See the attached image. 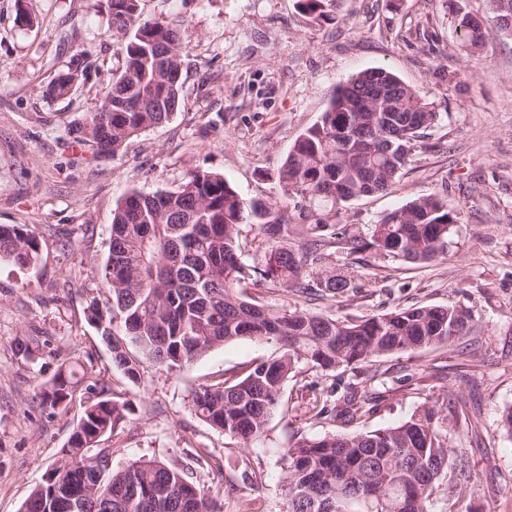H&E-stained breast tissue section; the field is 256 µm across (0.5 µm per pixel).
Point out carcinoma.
Segmentation results:
<instances>
[{
	"instance_id": "carcinoma-1",
	"label": "carcinoma",
	"mask_w": 512,
	"mask_h": 512,
	"mask_svg": "<svg viewBox=\"0 0 512 512\" xmlns=\"http://www.w3.org/2000/svg\"><path fill=\"white\" fill-rule=\"evenodd\" d=\"M140 0H108L112 25L123 35L122 67L104 100L74 130L72 144L95 155H119L143 131L169 121L181 104L184 47L177 29L142 16ZM477 17L462 0H446L459 46L470 53L496 33L512 38V0H489ZM316 22L336 20L340 0H296ZM74 71L60 70L44 97L70 93ZM439 113L384 67L339 85L320 119L299 135L279 170L293 204L246 202L224 175L192 169L174 190L130 192L114 210L107 256L95 270L111 295L106 305L86 302V322L97 330L113 366L130 381L147 368L178 374L197 359L241 339L275 341L279 357L261 361L233 383L214 381L192 393L196 415L209 427L240 439L260 440L288 379L305 364L324 378L376 358L454 341L472 332L462 306L395 309L368 318H332L298 307L274 309L251 301L244 288L279 283L310 289L307 269L317 268L315 289L333 298L356 291L326 268L336 241L349 250H374L392 259L429 262L447 253L457 217L437 195L417 198L385 214L369 238L329 223L350 201L388 191L411 161L418 141ZM273 242L260 264L243 262L246 217ZM310 238L290 242L292 219ZM39 240L25 224L0 225V260L25 267L37 262ZM82 380L66 363L46 383L40 405L66 411L84 401L62 458L34 487L20 512H214V501L188 469L162 460L112 465L114 449L101 445L130 421L133 405L109 397L96 381ZM320 392L312 418L353 422L373 409L372 386L309 383ZM448 415L423 404L402 424L385 429L326 433L284 451L289 512H435L448 488V512L477 482L448 437Z\"/></svg>"
}]
</instances>
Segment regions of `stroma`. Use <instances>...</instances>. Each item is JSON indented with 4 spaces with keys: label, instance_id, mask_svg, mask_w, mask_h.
Here are the masks:
<instances>
[{
    "label": "stroma",
    "instance_id": "35a3bbf8",
    "mask_svg": "<svg viewBox=\"0 0 512 512\" xmlns=\"http://www.w3.org/2000/svg\"><path fill=\"white\" fill-rule=\"evenodd\" d=\"M140 8L181 32V106L109 158L71 145L73 129L122 64L107 8L0 0V225H28L40 243L34 266L0 261V512H19L80 416L77 403L56 415L39 404L64 362L103 379L111 398L135 404L132 423L108 440L114 466L151 457L188 465L194 482L219 490L221 512H288L284 450L332 429L309 413L314 369L287 382L264 436L247 447L201 422L191 394L277 357L278 343L231 342L181 374L148 369L134 384L113 367L83 308L88 297L109 299L94 269L107 255L113 211L130 191L174 188L199 167L223 174L245 200H286L278 172L294 141L340 83L372 67L396 73L440 118L390 190L351 201L340 221L365 235L391 210L436 194L459 217L447 255L413 264L340 248L329 267L357 285L348 301L304 299L280 284L246 294L343 318L421 305L470 308L476 333L384 356L343 377L357 383L379 373L378 398L360 431L400 424L456 391L448 419L478 476L467 504L473 512H512V439L498 427L512 404V39L491 35L478 57H467L444 0H343L331 23L307 20L295 0H141ZM67 67L78 70L77 86L67 98L46 99L44 86ZM25 336L42 341L37 361L15 348ZM207 452L216 466L201 462Z\"/></svg>",
    "mask_w": 512,
    "mask_h": 512
}]
</instances>
